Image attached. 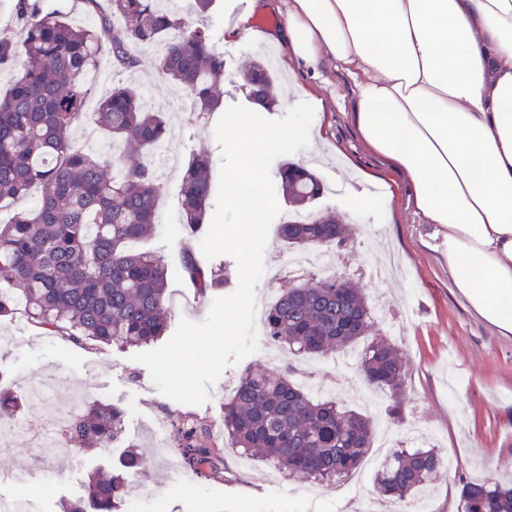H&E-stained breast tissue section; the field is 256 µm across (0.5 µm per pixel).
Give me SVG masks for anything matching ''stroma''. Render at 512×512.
Segmentation results:
<instances>
[{
    "instance_id": "35a3bbf8",
    "label": "stroma",
    "mask_w": 512,
    "mask_h": 512,
    "mask_svg": "<svg viewBox=\"0 0 512 512\" xmlns=\"http://www.w3.org/2000/svg\"><path fill=\"white\" fill-rule=\"evenodd\" d=\"M248 0H216L205 24L224 54V80L220 90L224 105L244 103L234 84L253 60L268 63L276 82L277 105L270 119L285 116L290 105L304 101L315 110L306 148L292 161L309 165L326 185L363 181L376 185L380 194L368 208L353 209L348 194L326 193L315 201L318 209L335 212L339 223L351 230L346 247L336 258L334 273L363 288L374 317L376 334L391 338L406 365L405 401L401 418H390L386 392L374 405H357L376 428L390 430L398 448H441L449 461L446 471L431 482L425 502L429 512H464L460 483L493 475L512 481V335H501L482 320L454 288L448 267L435 251L433 228L416 213L407 176L372 153L352 121L355 89L351 80L329 62L310 70L298 64L281 45L261 39L278 14L258 16L253 26L258 37L229 39L226 18L247 10ZM140 63L131 73H117L111 58L101 67L106 74L73 132L81 149L111 152L112 147L93 122L99 96L116 82H134L150 109L166 113L171 136L164 146L178 165L192 154L207 153L220 166L221 153L213 130L217 115L196 119L176 115L178 89L159 69L160 51L140 50ZM177 176L159 178V221L149 242L161 255L168 271L170 328L180 318L202 321L210 301H198L181 272L183 237ZM388 246L399 273L387 281H374L364 268ZM0 333L9 336L0 347V388L25 394L33 376L64 382L56 400L74 413L95 403H112L124 411V438L105 448L62 446L51 456L39 453L36 440L51 427L46 413L23 403L25 421L20 436L0 441V499L33 496L34 512H62L65 504L84 494L89 477L115 470L127 446L150 453L155 434L171 432L177 417L190 414L222 431L224 404L241 373L262 369L277 373L295 368L297 375L312 374L308 391L316 396H338L337 377L346 367L337 355H298L281 349L277 362H267L263 350L270 340L259 336L258 352L229 365L210 387V400L202 405L177 403L153 384L143 364L132 361L127 347L78 345L64 337L48 335L30 323L24 311L0 319ZM385 459L369 449L357 484L346 479L321 483L301 475L284 474L271 463L226 452L224 476L212 479L191 470L180 454L146 466L136 482L146 496L139 502L124 500L120 512H353L364 497L373 495L375 477Z\"/></svg>"
}]
</instances>
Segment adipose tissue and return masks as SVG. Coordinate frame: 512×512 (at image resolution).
<instances>
[{"label":"adipose tissue","instance_id":"obj_1","mask_svg":"<svg viewBox=\"0 0 512 512\" xmlns=\"http://www.w3.org/2000/svg\"><path fill=\"white\" fill-rule=\"evenodd\" d=\"M271 10L266 40L350 78L360 138L407 175L454 287L511 335L512 0H250L226 36Z\"/></svg>","mask_w":512,"mask_h":512}]
</instances>
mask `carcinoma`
Here are the masks:
<instances>
[{
    "mask_svg": "<svg viewBox=\"0 0 512 512\" xmlns=\"http://www.w3.org/2000/svg\"><path fill=\"white\" fill-rule=\"evenodd\" d=\"M98 18L94 28L76 24L56 8L14 0L21 21L16 32L0 31V70L12 73L0 89V207L16 205L0 224V317L21 308L45 333L84 345L89 342L139 347L168 328L167 270L163 259L133 245L151 239L158 218L154 151L168 135V121L143 102L138 88L118 84L106 91L96 112L98 126L112 139V156L86 152L72 142L91 88L88 74L101 57L116 72L139 65L132 47L159 44V67L186 93L193 114L218 109L216 86L224 78V54L209 30L191 23L214 0H83ZM273 73L262 60L246 70L245 98L273 111ZM212 163L192 155L180 185L184 279L201 298L224 287L219 270L196 257L191 241L206 224L212 194ZM279 190L296 211H308L323 194L311 171L285 162ZM290 248L339 249L346 231L334 217L316 212L277 228ZM268 336L298 354H345L368 335L371 312L361 289L336 277H312L288 288L266 309ZM357 368L365 381L388 392V416H401L405 366L384 337L363 347ZM124 434L123 412L97 405L67 424L73 444L109 447ZM373 439L371 420L331 398H315L292 380V371L242 375L224 404V439L208 424L185 415L173 423L172 447L193 469L208 463L206 476L224 477V453L255 451L290 473L334 481L355 472ZM145 465L128 455L125 473L93 480L86 500L64 512H117V501ZM437 448H401L378 474L377 494L400 503L423 492L445 470ZM460 497L465 512H512V487L491 479L466 481Z\"/></svg>",
    "mask_w": 512,
    "mask_h": 512,
    "instance_id": "1",
    "label": "carcinoma"
}]
</instances>
